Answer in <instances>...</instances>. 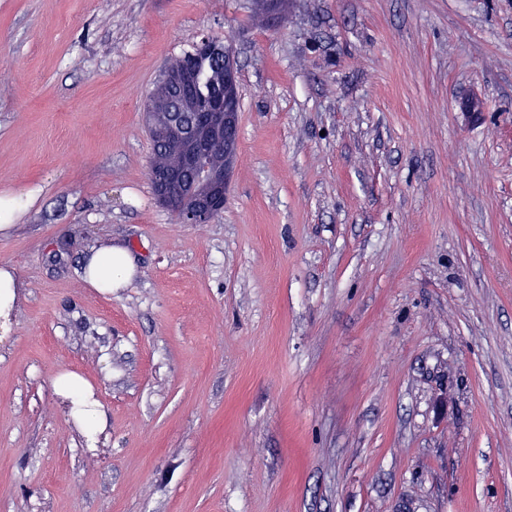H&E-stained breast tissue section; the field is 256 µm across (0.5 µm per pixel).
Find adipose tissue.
<instances>
[{
    "mask_svg": "<svg viewBox=\"0 0 512 512\" xmlns=\"http://www.w3.org/2000/svg\"><path fill=\"white\" fill-rule=\"evenodd\" d=\"M136 269L132 251L115 246L90 254L84 262L83 275L91 287L108 292L130 285ZM55 390L81 428L87 445L95 446L105 428V413L93 397L90 382L81 375L65 372L57 377Z\"/></svg>",
    "mask_w": 512,
    "mask_h": 512,
    "instance_id": "1",
    "label": "adipose tissue"
}]
</instances>
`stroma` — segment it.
<instances>
[{"label":"stroma","instance_id":"1","mask_svg":"<svg viewBox=\"0 0 512 512\" xmlns=\"http://www.w3.org/2000/svg\"><path fill=\"white\" fill-rule=\"evenodd\" d=\"M204 35L236 50L239 152L223 213L181 224L144 104ZM20 192L0 512H512V0H288L275 25L254 0H0ZM109 245L138 268L102 293L82 262ZM54 386L66 403L70 416L81 428L87 445L94 447L105 428V413L93 398L90 382L81 375L65 372L57 377Z\"/></svg>","mask_w":512,"mask_h":512}]
</instances>
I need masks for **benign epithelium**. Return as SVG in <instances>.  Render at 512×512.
Listing matches in <instances>:
<instances>
[{
	"label": "benign epithelium",
	"mask_w": 512,
	"mask_h": 512,
	"mask_svg": "<svg viewBox=\"0 0 512 512\" xmlns=\"http://www.w3.org/2000/svg\"><path fill=\"white\" fill-rule=\"evenodd\" d=\"M206 54L224 60L212 75L217 92L207 100L193 93L195 67L169 65L147 98V128L163 146L155 159L152 189L158 202L183 224H208L224 210L230 173L238 158V66L233 48L203 39Z\"/></svg>",
	"instance_id": "obj_1"
}]
</instances>
